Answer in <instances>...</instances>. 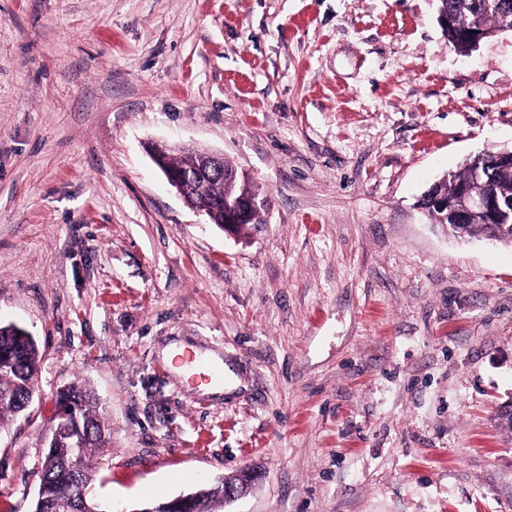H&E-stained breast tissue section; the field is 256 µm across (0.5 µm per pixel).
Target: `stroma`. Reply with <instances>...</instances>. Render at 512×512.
Listing matches in <instances>:
<instances>
[{
    "instance_id": "35a3bbf8",
    "label": "stroma",
    "mask_w": 512,
    "mask_h": 512,
    "mask_svg": "<svg viewBox=\"0 0 512 512\" xmlns=\"http://www.w3.org/2000/svg\"><path fill=\"white\" fill-rule=\"evenodd\" d=\"M155 141L223 154L259 223L190 210ZM511 147L512 34L459 53L436 0H0V321L40 357L0 512H31L74 383L127 512L245 468L215 512H512V246L418 206ZM167 149H169L166 145H156L151 149V154L153 158V162L161 169L163 172L168 184L172 186L177 193L180 195L182 199L187 197V193L190 187V180L184 177H180L178 174L171 173L167 171L165 168L161 167V156L160 154L162 152H165ZM181 365H186L196 371V376L204 382L210 383L223 380V374L208 360L197 357L195 354L186 353L179 357Z\"/></svg>"
}]
</instances>
